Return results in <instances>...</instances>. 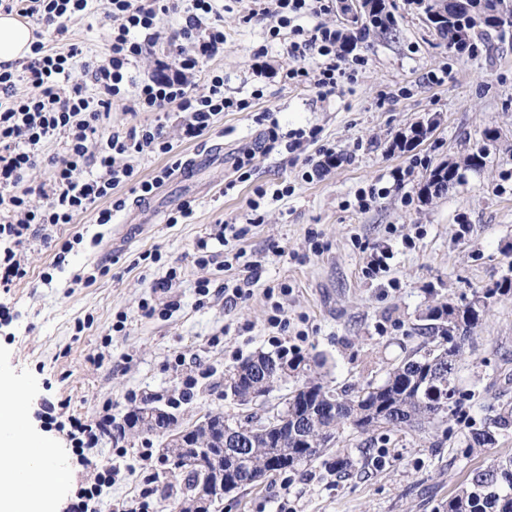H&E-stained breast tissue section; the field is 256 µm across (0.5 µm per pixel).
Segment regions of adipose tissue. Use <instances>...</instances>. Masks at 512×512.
Listing matches in <instances>:
<instances>
[{"label": "adipose tissue", "mask_w": 512, "mask_h": 512, "mask_svg": "<svg viewBox=\"0 0 512 512\" xmlns=\"http://www.w3.org/2000/svg\"><path fill=\"white\" fill-rule=\"evenodd\" d=\"M34 27L16 13H0V65L31 54L36 42ZM20 404L7 379H0V512H48L49 492L69 481L68 471L45 464L44 449L30 452L25 463L13 462L11 446L19 433Z\"/></svg>", "instance_id": "1"}]
</instances>
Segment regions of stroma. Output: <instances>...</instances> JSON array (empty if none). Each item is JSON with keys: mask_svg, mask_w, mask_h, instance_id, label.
Returning <instances> with one entry per match:
<instances>
[{"mask_svg": "<svg viewBox=\"0 0 512 512\" xmlns=\"http://www.w3.org/2000/svg\"><path fill=\"white\" fill-rule=\"evenodd\" d=\"M394 38L368 37L354 45L363 65L350 66L335 96L318 101L312 87L281 77L293 36H271L268 22H243L245 0H223L217 22L224 49L204 59L196 73L224 74L225 95L248 100L242 112L217 117L202 137L174 138L182 159H197L190 178L173 175L142 207L114 213L111 223L61 224L47 238L30 239L21 252L26 279L0 305L13 320L0 327V371L18 387L25 432L13 448L16 462L37 440L60 451L72 473L70 487L56 492L57 507L74 496L89 472L76 462L65 435L48 430L46 411L87 419L111 411L123 420L152 400L172 405L182 427L205 415H246L224 394V377L259 351L295 350L308 374L343 390L381 382L388 368L422 346L427 313L441 302L468 301L473 292L512 277V37L489 32L475 52L449 48L406 0H393ZM102 13L69 22L65 33L42 30L50 46L77 42L87 55H102ZM433 121L431 133L400 149L411 127ZM277 125L280 146L256 156L252 177L238 182L241 148ZM318 129L305 151H289L292 135ZM498 130L497 142L484 132ZM488 152L483 170H463L459 184L424 203L418 190L443 162H458L479 148ZM338 164L325 165L326 150ZM265 186L258 211L248 203ZM288 188L281 199L275 189ZM192 212L180 223L167 217L184 202ZM262 217L251 223L252 214ZM247 225L239 246L261 266L252 283L239 268H225L216 235L222 221ZM81 235L53 280L51 240ZM207 264H199L203 254ZM95 281H76L94 266ZM175 271L169 295L154 280ZM211 285L199 297L197 285ZM243 283L236 304L224 299V283ZM274 288L265 297V288ZM177 302L165 310L166 300ZM157 313L143 316L142 303ZM288 313V333H272L274 305ZM123 331H113L118 315ZM457 382L465 421L448 420L416 432L345 427L332 452L294 472L277 474L225 495L216 512H434L453 496L471 471L512 456V429L494 446L464 453L463 436L491 429L502 408L512 407V294L496 297L473 332ZM198 383L180 398L187 377ZM166 439L127 433L120 445L103 441L92 455L99 466L128 471L105 489V503L139 498L152 489L154 512H171L182 479L160 459ZM124 448L116 457V448ZM350 467L332 469L335 454Z\"/></svg>", "mask_w": 512, "mask_h": 512, "instance_id": "stroma-1", "label": "stroma"}]
</instances>
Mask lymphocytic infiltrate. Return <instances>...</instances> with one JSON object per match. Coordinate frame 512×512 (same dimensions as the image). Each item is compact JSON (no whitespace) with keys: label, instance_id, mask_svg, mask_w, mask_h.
Segmentation results:
<instances>
[{"label":"lymphocytic infiltrate","instance_id":"f902f5d3","mask_svg":"<svg viewBox=\"0 0 512 512\" xmlns=\"http://www.w3.org/2000/svg\"><path fill=\"white\" fill-rule=\"evenodd\" d=\"M249 19L269 21L271 34L290 29L294 40L290 54H316V70L292 65L285 77L310 83L319 100L335 95L337 72L349 41L335 27L321 23L329 11L327 0H253ZM102 7L107 24L108 52L103 59L84 64L89 85L70 81L72 61L82 55L80 44L61 51L35 42L31 58L19 69L0 66V288L12 287L27 276L17 257L19 247L40 231L58 224H72L93 214L96 223L108 224L126 206L118 189L130 188L137 198H151L182 159L173 157L169 132L161 125H143L121 133L107 128L114 104L128 112H159L168 108L188 113L182 138L192 139L208 131L215 116L245 110V101L224 94V75L211 73L204 88H197L194 72L199 59L223 49L224 28L216 24L217 0H0V10L64 30L66 22ZM185 11L186 24L169 49L168 60L157 61L146 79L132 74L135 63L163 36L165 16ZM315 18L304 27L302 18ZM26 93H18V83ZM66 138L63 155L51 158V175L37 188L24 186L27 173L38 163L41 147L55 136ZM167 156L168 164L150 179L140 178L133 165L140 156ZM46 200L34 205L32 195ZM110 200L98 208L99 200ZM76 454L98 447L103 440L125 437L111 415L83 421L57 422Z\"/></svg>","mask_w":512,"mask_h":512}]
</instances>
